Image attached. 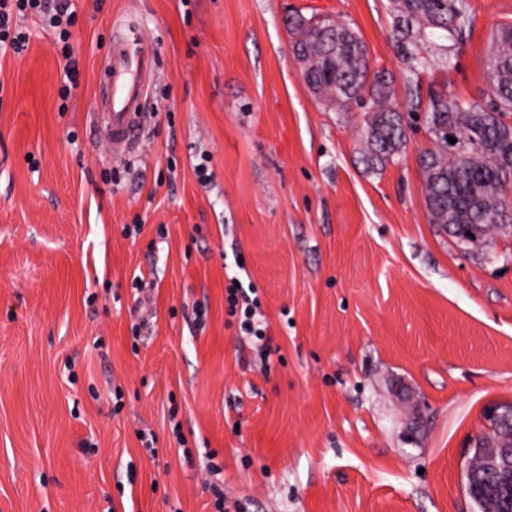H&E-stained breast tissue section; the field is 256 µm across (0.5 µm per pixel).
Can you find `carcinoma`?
<instances>
[{"label":"carcinoma","instance_id":"cac0c4a2","mask_svg":"<svg viewBox=\"0 0 512 512\" xmlns=\"http://www.w3.org/2000/svg\"><path fill=\"white\" fill-rule=\"evenodd\" d=\"M393 37L406 73L409 96L420 97L418 75L429 59L452 64L470 32L463 0H392ZM293 53L306 50L301 77L338 112L354 102L364 112L360 152L375 172L406 145L404 113L392 102V78L369 74L362 38L348 24L291 27ZM488 99L464 102L443 89L429 93L420 115L432 146L420 159L430 222L459 239L467 229L492 244L496 231L512 224V27L495 30L485 59ZM456 139L448 144V137Z\"/></svg>","mask_w":512,"mask_h":512}]
</instances>
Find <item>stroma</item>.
I'll use <instances>...</instances> for the list:
<instances>
[{
    "mask_svg": "<svg viewBox=\"0 0 512 512\" xmlns=\"http://www.w3.org/2000/svg\"><path fill=\"white\" fill-rule=\"evenodd\" d=\"M465 3L420 85L482 102L512 0ZM72 4L69 99L38 15L0 55V512H215L214 483L240 512H478L472 444L512 404V227L462 253L429 221L425 131L366 171L362 112L326 108L291 52L289 16H338L408 110L391 0ZM118 15L155 57L122 160L91 118ZM234 276L269 370L228 321Z\"/></svg>",
    "mask_w": 512,
    "mask_h": 512,
    "instance_id": "1",
    "label": "stroma"
}]
</instances>
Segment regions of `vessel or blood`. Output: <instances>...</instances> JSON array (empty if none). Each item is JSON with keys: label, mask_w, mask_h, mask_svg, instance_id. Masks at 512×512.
I'll return each mask as SVG.
<instances>
[{"label": "vessel or blood", "mask_w": 512, "mask_h": 512, "mask_svg": "<svg viewBox=\"0 0 512 512\" xmlns=\"http://www.w3.org/2000/svg\"><path fill=\"white\" fill-rule=\"evenodd\" d=\"M116 38L103 59L98 79L106 95L99 107L113 159L125 157L136 145V120L144 104L154 59L132 21L116 23Z\"/></svg>", "instance_id": "vessel-or-blood-1"}]
</instances>
